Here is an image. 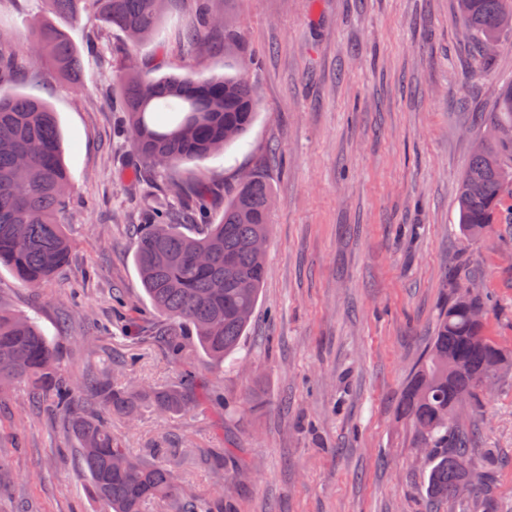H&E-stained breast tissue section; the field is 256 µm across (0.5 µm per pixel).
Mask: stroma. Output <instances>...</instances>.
<instances>
[{
    "instance_id": "35a3bbf8",
    "label": "stroma",
    "mask_w": 512,
    "mask_h": 512,
    "mask_svg": "<svg viewBox=\"0 0 512 512\" xmlns=\"http://www.w3.org/2000/svg\"><path fill=\"white\" fill-rule=\"evenodd\" d=\"M196 3L171 0L137 47L101 21L52 17L81 55L69 81L30 66L17 39L42 0H0L19 63L0 92L57 112L72 191L66 264L39 288L0 268V302L37 321L70 380L107 370L121 384L166 387L190 373L223 394L221 408L165 416L144 406L111 420L133 451L175 455L181 494L223 495L227 512H448L427 497L428 458L396 405L451 279L474 280L486 336L512 350V226L469 242L457 205L482 121L512 80V36L480 65L457 0H215L231 10L236 45L207 28L198 52L181 28ZM130 60L152 77H247L250 130L172 172L140 164L119 79ZM248 175L271 189V232L240 350L218 370L198 348L175 361L163 343L134 342L140 329H161L134 262L148 200L184 213L203 184L217 219ZM175 180L184 196L172 195ZM480 410L481 445L497 451L485 478L508 505L512 373ZM216 451L220 470L207 460ZM0 457L5 512H99L66 419L32 415L26 390L0 398Z\"/></svg>"
}]
</instances>
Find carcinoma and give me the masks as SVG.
I'll return each instance as SVG.
<instances>
[{"instance_id": "1", "label": "carcinoma", "mask_w": 512, "mask_h": 512, "mask_svg": "<svg viewBox=\"0 0 512 512\" xmlns=\"http://www.w3.org/2000/svg\"><path fill=\"white\" fill-rule=\"evenodd\" d=\"M50 13L82 19L92 3L106 23L136 45L154 32L168 0H44ZM474 52L512 32V0H457ZM32 62L46 57L64 77L76 75L80 56L65 33L49 23L33 28ZM132 143L149 166L175 169L186 160L220 155L242 137L255 118L248 82L211 75L196 79L166 75L148 79L131 63L123 81ZM485 128L496 135L474 148L459 187V226L478 239L490 224H512V82L502 89ZM70 173L63 162L58 113L45 101L0 94V266L24 286L38 287L67 260L70 242L61 217L70 204ZM271 189L253 176L240 183L218 223H208L206 195L196 192L193 229L175 222L165 205L149 206L137 231L134 261L154 310L168 328L163 343L186 355L177 333L195 334L198 347L218 366L239 348L266 274L265 253L253 247L268 237ZM469 280L450 283L448 308L439 317L429 348L410 372L398 401L399 416L411 428L412 445L429 448L426 493L457 512H512L502 506L473 470L483 449L474 446L477 398L486 383L512 372V352L484 334L474 316L485 309L478 293L464 294ZM26 388L33 406L68 416L76 393L95 396L98 411L76 415L74 433L88 473V494L102 512H144L155 502L171 512H224L223 497L198 500L179 495L177 463L159 453L148 460L112 436L110 416H131L147 404L162 415L198 405L194 379L153 390L112 382V376L66 378L53 343L37 323L0 306V392Z\"/></svg>"}]
</instances>
